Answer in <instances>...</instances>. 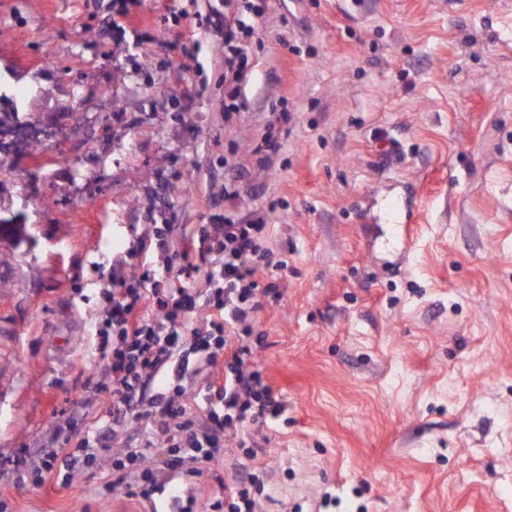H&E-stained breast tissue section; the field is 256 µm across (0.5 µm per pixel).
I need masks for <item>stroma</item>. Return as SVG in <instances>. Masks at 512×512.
I'll return each instance as SVG.
<instances>
[{"label": "stroma", "instance_id": "35a3bbf8", "mask_svg": "<svg viewBox=\"0 0 512 512\" xmlns=\"http://www.w3.org/2000/svg\"><path fill=\"white\" fill-rule=\"evenodd\" d=\"M247 4L132 0L112 36L109 0H0V216L25 227L0 237V501L145 512L32 469L59 416L112 405L85 381L136 240L221 223L231 182L286 263L251 323L285 409L187 460L198 512L242 466L255 512H512V0H264L229 114L215 13Z\"/></svg>", "mask_w": 512, "mask_h": 512}]
</instances>
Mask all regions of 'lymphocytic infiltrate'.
I'll return each instance as SVG.
<instances>
[{
	"instance_id": "f902f5d3",
	"label": "lymphocytic infiltrate",
	"mask_w": 512,
	"mask_h": 512,
	"mask_svg": "<svg viewBox=\"0 0 512 512\" xmlns=\"http://www.w3.org/2000/svg\"><path fill=\"white\" fill-rule=\"evenodd\" d=\"M252 27L237 16L224 18V81L229 86L227 111L238 108L240 86L247 78L243 34ZM238 197L234 186L224 188V221L205 225L199 234L185 235L184 245L168 251L162 239L139 240L136 254L158 253L162 272L144 270L131 284L113 289L104 318L96 323L98 351L105 366L102 391L112 396V410L86 429L75 419L65 421L74 448L45 449L35 471L39 481L55 479L65 485L79 471L91 470L101 453H108L111 478L104 490H129L128 468L142 464L141 499L152 500L159 488L144 462L153 448H166L165 467L176 477L185 474L186 456L209 462L224 458V437L234 423L263 424L283 409L279 395L266 383L252 360L263 337L250 326L266 304L282 293L275 277L282 262L273 261L261 245L269 216L258 213L242 223L232 210ZM205 273L208 288L198 292L193 279ZM223 375H216L217 361ZM204 383L202 397L184 386L185 378ZM208 405L199 414L197 402ZM222 411H215V404ZM134 433L136 449L112 451V441ZM249 470H235L210 512H253Z\"/></svg>"
}]
</instances>
